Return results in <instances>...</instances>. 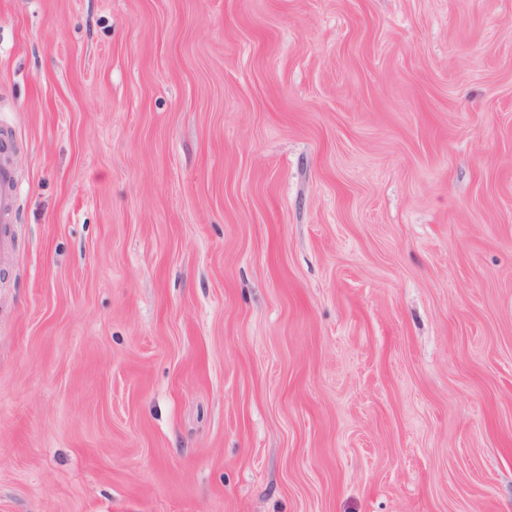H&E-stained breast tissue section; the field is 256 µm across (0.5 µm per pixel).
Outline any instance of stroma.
Listing matches in <instances>:
<instances>
[{
    "mask_svg": "<svg viewBox=\"0 0 512 512\" xmlns=\"http://www.w3.org/2000/svg\"><path fill=\"white\" fill-rule=\"evenodd\" d=\"M0 512H512V0H0ZM17 182L14 178L11 168L5 164H0V254L5 253L11 248V225L7 218L12 209L13 200L17 193Z\"/></svg>",
    "mask_w": 512,
    "mask_h": 512,
    "instance_id": "1",
    "label": "stroma"
}]
</instances>
